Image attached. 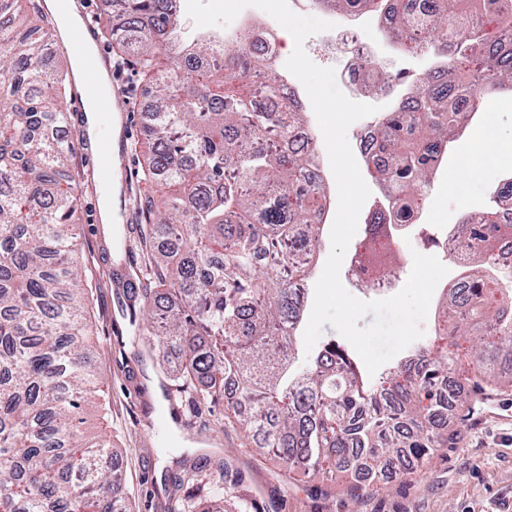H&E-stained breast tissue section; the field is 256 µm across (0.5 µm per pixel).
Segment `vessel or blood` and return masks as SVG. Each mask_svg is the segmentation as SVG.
Instances as JSON below:
<instances>
[{"mask_svg":"<svg viewBox=\"0 0 512 512\" xmlns=\"http://www.w3.org/2000/svg\"><path fill=\"white\" fill-rule=\"evenodd\" d=\"M57 12H77L83 18V28L79 40L70 42L68 50L77 53L81 43H98L96 55L89 60L82 71L71 77L73 110L69 121L77 125L81 122L84 103L87 99L97 97L102 78L112 76L114 68L112 57L106 47L101 46L99 27L84 0H54ZM129 117V99L123 87L113 85L111 95L103 102L99 118L102 126L115 123L120 127L117 138L101 137L95 145H82L81 150L88 157L91 178L97 188H105L111 175H120V188L113 199V206L117 212L120 223L131 224L136 220V212L131 204L134 195L135 183L129 168V154L127 131Z\"/></svg>","mask_w":512,"mask_h":512,"instance_id":"vessel-or-blood-1","label":"vessel or blood"}]
</instances>
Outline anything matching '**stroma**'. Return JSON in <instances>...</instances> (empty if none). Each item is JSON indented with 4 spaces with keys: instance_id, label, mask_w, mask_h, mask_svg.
<instances>
[{
    "instance_id": "35a3bbf8",
    "label": "stroma",
    "mask_w": 512,
    "mask_h": 512,
    "mask_svg": "<svg viewBox=\"0 0 512 512\" xmlns=\"http://www.w3.org/2000/svg\"><path fill=\"white\" fill-rule=\"evenodd\" d=\"M493 95L497 105L482 132L462 133L449 153V177H456L461 155L479 156L482 134L512 138V91L497 89ZM508 171L512 151L506 150L499 160L481 164L460 192L432 190L434 223L450 226L463 211H485L492 189ZM77 222L100 387L96 405L88 410L86 433L118 448V456L107 463L122 475L131 512H164L173 495L199 497L197 488L174 484L185 459L221 461L240 473L239 486L224 482L216 487L224 512H237L241 498L247 499L249 512H512V383H500L484 398L455 410L449 424L457 434L452 447L399 473H386L382 489L358 496L349 495L342 480L286 469L260 456L224 405L203 407L187 397L183 418L173 419L157 380L177 369L178 350H160L142 361L121 344L129 326L115 302L117 279L129 268L143 267L139 243L130 240L123 224L104 233L92 221L90 200H83Z\"/></svg>"
}]
</instances>
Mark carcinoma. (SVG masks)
<instances>
[{
  "label": "carcinoma",
  "mask_w": 512,
  "mask_h": 512,
  "mask_svg": "<svg viewBox=\"0 0 512 512\" xmlns=\"http://www.w3.org/2000/svg\"><path fill=\"white\" fill-rule=\"evenodd\" d=\"M109 36L134 56L148 77L154 118L142 149L148 177L163 189L140 204L142 276L157 288L126 293L134 353L179 346L175 393L201 405L224 401L256 447L285 467L297 462L313 476H350L348 493L384 474L395 460L422 461L454 443L448 432L463 394L455 373L457 338L485 331L475 353L479 385L497 384L512 360V288L478 263V288H451L444 302L465 317L441 330L440 351L420 347L367 387L346 349L331 339L299 367V331L307 299L290 282L311 267L293 262L313 249L300 228L321 208L305 187L308 155L292 147L299 108L263 106L273 82L246 92L226 81L267 68L247 51L250 36L209 70L179 62L170 0H120ZM343 14L390 10L382 33L406 47L412 28L435 44L462 33L447 63L427 75L413 107L398 105L380 124L370 177L411 200L430 183V162L453 142L459 106L475 111L483 84L512 86V0H437L426 18L412 17L414 0H318ZM35 0H0V512H127L128 492L103 465L109 443L84 437L85 407L98 393L86 344L83 279L75 224L74 140L54 135L66 126L65 55ZM274 265L259 263V252ZM224 477L183 465L178 485L200 489ZM172 497L167 512H224Z\"/></svg>",
  "instance_id": "obj_1"
}]
</instances>
